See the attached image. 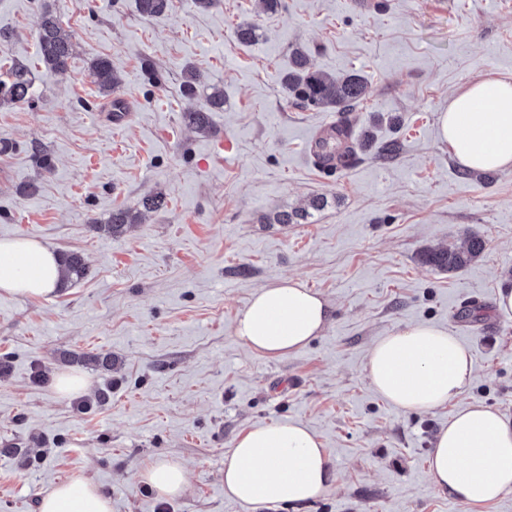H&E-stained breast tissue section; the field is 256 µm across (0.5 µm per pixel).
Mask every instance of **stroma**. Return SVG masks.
Instances as JSON below:
<instances>
[{
  "label": "stroma",
  "instance_id": "35a3bbf8",
  "mask_svg": "<svg viewBox=\"0 0 512 512\" xmlns=\"http://www.w3.org/2000/svg\"><path fill=\"white\" fill-rule=\"evenodd\" d=\"M71 34L66 76L47 74L36 24L43 8ZM255 42L237 41L242 22ZM0 81L26 65L33 99L0 108V238L81 253L90 275L50 297L0 294V512H37L55 484L84 475L112 512H474L439 494L428 472L437 432L481 401L512 418V318L496 308L512 287V171L469 179L439 137L448 99L487 75L512 77V0H219L203 11L172 0L158 18L134 0H0ZM302 47L314 69L365 76L357 111L306 109L280 78ZM108 58L127 118L114 124L89 72ZM224 89L214 131L182 112L185 67ZM349 120L369 145L336 174L307 149L328 122ZM397 143L388 159L380 151ZM48 157L50 169L39 157ZM164 208L120 233L112 210ZM296 224L279 214L308 208ZM486 243L448 272L426 252ZM300 277L329 306L321 335L285 357L234 334L260 287ZM448 329L471 351L472 386L445 406L401 411L365 376L382 336L416 323ZM108 353L105 371L70 363ZM85 376L60 397V373ZM308 425L322 440L336 490L254 506L224 493V457L252 426ZM183 462L188 487L161 498L137 475L149 461Z\"/></svg>",
  "mask_w": 512,
  "mask_h": 512
}]
</instances>
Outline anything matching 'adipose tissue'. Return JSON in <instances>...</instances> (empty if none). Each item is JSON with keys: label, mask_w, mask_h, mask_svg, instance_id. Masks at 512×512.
<instances>
[{"label": "adipose tissue", "mask_w": 512, "mask_h": 512, "mask_svg": "<svg viewBox=\"0 0 512 512\" xmlns=\"http://www.w3.org/2000/svg\"><path fill=\"white\" fill-rule=\"evenodd\" d=\"M484 103L490 111H481ZM438 126L464 169L512 170V80L489 75L456 92ZM61 285L54 248L34 239H0V293L44 297ZM327 319L322 296L288 276L253 294L236 319L235 334L253 352L281 357L319 336ZM474 374L468 347L430 323L381 337L366 361L371 388L405 412L430 411L460 398ZM428 470L440 494L475 512L512 494V420L479 402L460 408L437 434ZM138 479L162 498L180 495L188 485L184 465L166 457L150 461ZM334 480L321 439L298 421L256 424L224 458V492L246 504L303 503L329 493ZM39 512H112V501L97 484L75 476L43 496Z\"/></svg>", "instance_id": "ef3b65f1"}]
</instances>
